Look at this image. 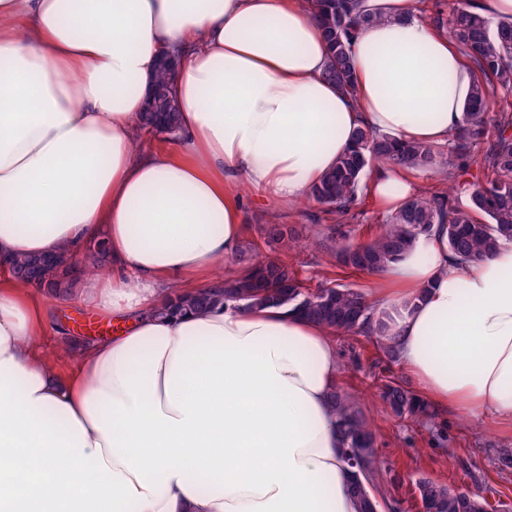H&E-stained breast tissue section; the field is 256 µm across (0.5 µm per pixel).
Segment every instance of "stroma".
Wrapping results in <instances>:
<instances>
[{
  "label": "stroma",
  "instance_id": "1",
  "mask_svg": "<svg viewBox=\"0 0 512 512\" xmlns=\"http://www.w3.org/2000/svg\"><path fill=\"white\" fill-rule=\"evenodd\" d=\"M241 201L246 226L245 242L259 241L269 220L296 227L300 236L317 240L325 236L334 216L322 213L313 200L282 206L251 189L245 182L234 187ZM49 327L43 343L48 363L70 371L77 361L64 342V334H89L91 328L109 327V316L73 303L50 304ZM341 360L340 384L371 419L376 435L377 458L373 471V493L379 502L394 504L396 512H423L415 481L425 475L481 491L494 512H512V469L498 465L499 456L512 451V433L498 432L484 422L439 410L434 420L415 422L385 412L377 388L383 381L405 376L398 363L389 361L375 343L353 334L335 338Z\"/></svg>",
  "mask_w": 512,
  "mask_h": 512
}]
</instances>
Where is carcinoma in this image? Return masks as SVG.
<instances>
[{
  "label": "carcinoma",
  "instance_id": "obj_1",
  "mask_svg": "<svg viewBox=\"0 0 512 512\" xmlns=\"http://www.w3.org/2000/svg\"><path fill=\"white\" fill-rule=\"evenodd\" d=\"M321 24L329 45L324 77L343 92H355L352 46L361 27L381 22L384 17L364 11L362 0H302ZM434 26L447 31L475 69V84L464 106L462 121L446 148L422 142L404 143L359 128L352 145L337 159L311 191V198L328 207L337 220L354 222L362 215V181L367 168L388 165L407 172L436 174L439 185L408 197L398 210L387 215L381 232L366 242L335 243L330 248L336 266L375 274L401 259L416 239L433 225L448 226V253L461 262H478L492 255L502 238L512 239V113L498 104L512 96V21H495L481 12L473 0L436 5ZM172 68L159 62L153 90L142 112L143 129L173 138L179 132V109L171 91ZM495 139L480 161L492 173L486 183L459 180L470 168L472 148L484 141L488 125ZM288 239L289 249L319 250L321 243L302 241L297 230L286 224H270L264 244ZM108 247L87 249L83 257L62 252L48 262L43 257L21 255L13 260V273L23 287L68 291L66 274L76 268L98 274L108 265ZM242 271L234 278L217 276L208 289L167 298L151 309L159 316L202 312L227 301H242L249 307L288 304L307 319L338 334L362 333L380 344L393 359L389 339L396 309H379L368 303L364 293L324 275L316 291L305 287L299 268L280 255L261 253L255 243L235 255ZM386 409L398 418L429 421L433 414L407 383L388 381L381 386ZM344 461H356L353 493L361 512H380L381 505L369 488L370 472L376 461L375 435L370 421L344 389L331 396ZM418 496L433 512H488L487 500L467 485H447L431 477L416 480Z\"/></svg>",
  "mask_w": 512,
  "mask_h": 512
}]
</instances>
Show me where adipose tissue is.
I'll use <instances>...</instances> for the list:
<instances>
[{"mask_svg":"<svg viewBox=\"0 0 512 512\" xmlns=\"http://www.w3.org/2000/svg\"><path fill=\"white\" fill-rule=\"evenodd\" d=\"M384 22L353 46L355 96L324 77V32L298 0H0V512H359L330 396L333 333L284 307L151 315L209 287L238 252L245 180L283 205L363 126L447 143L474 83L416 0H364ZM179 58V149L135 145L157 58ZM369 194L418 192L393 167ZM108 243L78 280L113 335L42 349L46 291L20 255ZM370 301L409 304L392 344L438 409L512 428V240L453 264L439 229L379 277Z\"/></svg>","mask_w":512,"mask_h":512,"instance_id":"adipose-tissue-1","label":"adipose tissue"}]
</instances>
